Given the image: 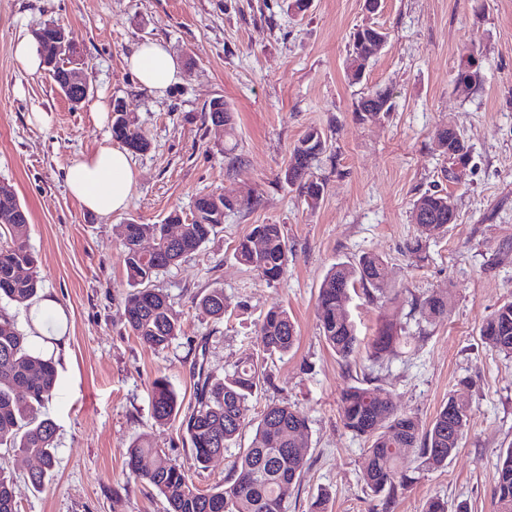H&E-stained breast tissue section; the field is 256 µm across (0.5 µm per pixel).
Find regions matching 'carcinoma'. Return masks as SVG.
<instances>
[{
	"mask_svg": "<svg viewBox=\"0 0 512 512\" xmlns=\"http://www.w3.org/2000/svg\"><path fill=\"white\" fill-rule=\"evenodd\" d=\"M383 29L365 25L353 34L352 50L346 59L347 77L354 83L362 80L364 65L359 62L368 43ZM389 97L387 91L375 89L361 97L354 114L360 121H373L380 113L373 108ZM205 118L224 120V129L233 133L234 113L222 99L208 105ZM112 138L127 149L143 152L148 143L134 124L130 113L112 117ZM435 150L455 161H465L469 152H461L455 132L443 130L433 135ZM328 151L327 136L317 128H309L297 141L282 173L284 183L295 186L309 205L319 203L325 180L314 172ZM251 204L250 196L229 197L211 193L197 197L193 204V221L184 224L180 239L171 240L167 225L183 224L174 212L165 224H141L130 220L121 225L119 237L123 262L131 291L125 298V318L131 332L149 348L168 345L180 333V322L168 297L154 287L158 273L199 250L224 224V214ZM23 208H0V301L24 305L29 309V331L21 333L13 317L0 308V448L23 456H34L41 466L28 474L31 485L39 489L56 463V428L49 418L41 417V409L53 397L58 372L53 356L35 348L51 337L43 333L38 322L41 279L35 256L27 244L28 224H18L15 214ZM412 223L417 235L407 245V252L419 256L426 242L442 232L452 216L448 215V192L429 190L413 204ZM149 239L155 250H141ZM239 263L257 272L266 282L278 281L288 265V241L279 224H257L249 237L235 248ZM362 286L371 297L384 293L388 285L385 261L366 255L356 263L338 262L326 274L317 294L319 326L326 343L336 356L347 362L358 343L357 327L348 307V293ZM199 306L210 316L224 317V289L205 293ZM411 306L418 322L433 324L448 317V296L430 293L413 297ZM403 326L397 320H386L368 345L369 358L378 363L394 346L401 343ZM481 339L498 353L512 357V302L499 306L486 317L480 327ZM297 341L295 324L284 308L268 310L259 329L262 355L249 356L224 379L207 376L197 382L194 408L181 426L191 447L193 465L205 468L218 451L227 448L250 424L249 400L265 381L264 357L286 355ZM152 414L159 423L179 416L177 392L164 378H158L152 389ZM343 427L368 444L362 478L376 496L390 499L404 488L411 477L396 465L406 451L415 453L421 466L438 468L460 448L464 430L470 420L468 404L448 397L434 419L427 425L417 416L399 414L389 395L371 386L369 380L348 387L342 395ZM308 432L306 418L286 403L266 406L257 423L249 448L234 466L233 477L223 488H198L188 470L172 462L145 441L136 443L127 453L129 478L153 487L168 503L167 512H286L288 499L306 465L305 453L298 440ZM153 457L150 466L143 464ZM492 495L496 512H512V446L503 450L492 477ZM0 512H19L13 490V478L0 468Z\"/></svg>",
	"mask_w": 512,
	"mask_h": 512,
	"instance_id": "obj_1",
	"label": "carcinoma"
}]
</instances>
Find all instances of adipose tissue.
Returning a JSON list of instances; mask_svg holds the SVG:
<instances>
[{
	"mask_svg": "<svg viewBox=\"0 0 512 512\" xmlns=\"http://www.w3.org/2000/svg\"><path fill=\"white\" fill-rule=\"evenodd\" d=\"M142 88L164 93L181 78L180 64L163 43L140 44L127 60ZM137 182V171L126 149L103 141L94 151L72 160L66 186L87 210L107 217L124 210Z\"/></svg>",
	"mask_w": 512,
	"mask_h": 512,
	"instance_id": "ef3b65f1",
	"label": "adipose tissue"
}]
</instances>
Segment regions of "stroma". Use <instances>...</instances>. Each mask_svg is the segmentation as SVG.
I'll use <instances>...</instances> for the list:
<instances>
[{
  "instance_id": "1",
  "label": "stroma",
  "mask_w": 512,
  "mask_h": 512,
  "mask_svg": "<svg viewBox=\"0 0 512 512\" xmlns=\"http://www.w3.org/2000/svg\"><path fill=\"white\" fill-rule=\"evenodd\" d=\"M49 21L68 28L88 67L90 97L76 110L46 72H27L14 55L19 39ZM366 23L388 38L352 84L345 60L354 29ZM148 39L164 40L182 62L181 83L162 96L140 88L125 63ZM469 51L483 81L462 95L454 78ZM373 88L389 90L394 107L359 121L356 102ZM217 98L235 114L233 133L204 115ZM119 99L149 148L132 157L139 178L128 207L103 218L69 194L65 175L75 156L112 133L93 122L94 106ZM34 112L53 113L52 128L32 124ZM448 125L471 148L456 179L432 142ZM312 127L329 140L317 168L326 187L315 206L280 179ZM0 183L29 212L27 243L48 299L45 328L69 320L46 346L59 387L44 409L56 425V464L44 488L27 480L37 458L0 449L20 512H166L164 496L127 480V450L143 439L171 461L190 463L179 422L152 415L153 380L167 378L190 411L193 366L223 378L258 351L261 320L274 307L288 310L298 339L267 363L249 416L284 402L308 421L306 465L287 512H308L323 493L328 512H422L436 496L468 512H495L491 478L500 451L512 445V358L486 346L479 327L512 301V0H382L374 14L364 0H313L300 15L282 10L281 0H0ZM431 189L452 196L457 220L428 241L419 262L406 251L416 234L411 208ZM211 193H248L252 203L226 213L195 254L159 273L155 285L181 333L168 347H146L125 319L118 227L131 219L160 224L174 211L190 218L196 197ZM257 224L282 225L288 238L287 271L271 284L234 258ZM364 255L387 262L391 291L401 294L351 292L363 349L344 362L320 333L316 296L334 263ZM213 288L224 291L220 320L198 305ZM431 292L448 294L450 314L422 331L407 317L409 301ZM393 317L405 340L372 363L364 346ZM368 375L398 412L425 423L452 395L471 409L447 466L427 470L413 454L401 456L412 480L388 504L362 480L364 439L341 422L342 391ZM252 437L244 429L207 468L191 469L193 483L224 484Z\"/></svg>"
}]
</instances>
